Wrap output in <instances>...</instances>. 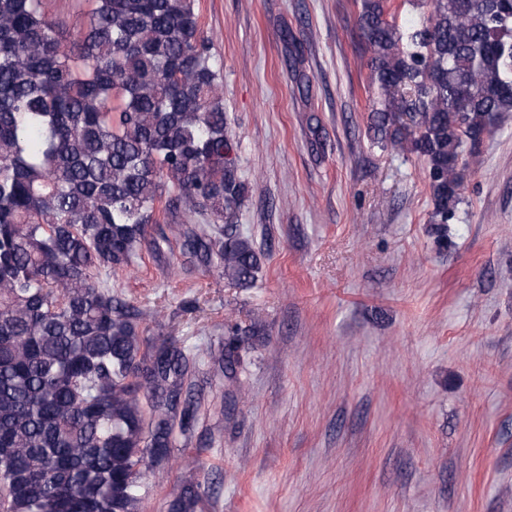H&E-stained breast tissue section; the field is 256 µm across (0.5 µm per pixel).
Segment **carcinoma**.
<instances>
[{
	"label": "carcinoma",
	"instance_id": "carcinoma-1",
	"mask_svg": "<svg viewBox=\"0 0 512 512\" xmlns=\"http://www.w3.org/2000/svg\"><path fill=\"white\" fill-rule=\"evenodd\" d=\"M411 2L428 12L402 27L361 0L371 129L423 159L446 241L465 157L512 112V0ZM234 151L195 0H81L73 34L43 0H0V512H139L193 429L189 353L142 337L102 275L163 222L185 225L184 255L252 284ZM198 502L188 484L169 512Z\"/></svg>",
	"mask_w": 512,
	"mask_h": 512
}]
</instances>
